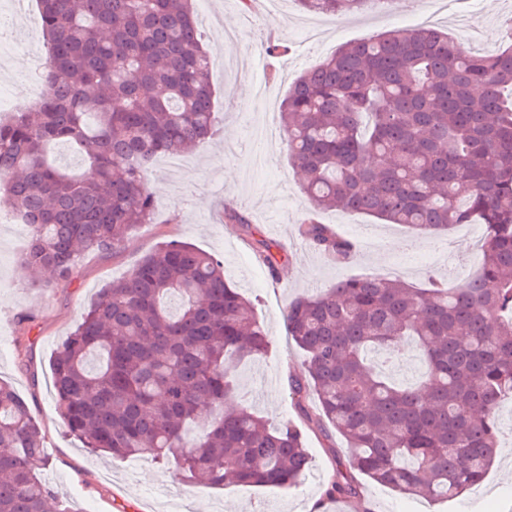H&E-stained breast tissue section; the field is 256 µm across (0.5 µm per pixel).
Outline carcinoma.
Listing matches in <instances>:
<instances>
[{
	"mask_svg": "<svg viewBox=\"0 0 512 512\" xmlns=\"http://www.w3.org/2000/svg\"><path fill=\"white\" fill-rule=\"evenodd\" d=\"M342 15L371 0H297ZM46 92L0 114V206L30 228L21 265L36 288L71 277L89 252L118 247L154 220L147 176L162 155L217 133L211 59L192 0H37ZM512 46L489 56L434 27L348 43L304 72L281 105L291 165L310 210L301 237L338 264L355 244L319 221L362 213L417 234L484 225L477 276L417 288L358 276L294 298L287 327L306 354L289 388L303 418L335 431L349 470L430 501L478 485L496 455L495 415L512 394ZM76 148L79 172L57 166ZM256 241L272 277L284 258ZM49 271L52 279L39 275ZM411 340L418 381L382 352ZM255 304L224 261L176 240L99 293L52 359L56 403L93 451L173 461L187 482L291 487L309 454L292 422L269 426L237 393L235 364L264 353ZM45 437L0 381V512H69L40 476Z\"/></svg>",
	"mask_w": 512,
	"mask_h": 512,
	"instance_id": "carcinoma-1",
	"label": "carcinoma"
}]
</instances>
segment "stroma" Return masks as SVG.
Masks as SVG:
<instances>
[{"label": "stroma", "mask_w": 512, "mask_h": 512, "mask_svg": "<svg viewBox=\"0 0 512 512\" xmlns=\"http://www.w3.org/2000/svg\"><path fill=\"white\" fill-rule=\"evenodd\" d=\"M204 45L212 57L219 132L194 150L159 157L148 176L155 221L138 226L115 250L95 254L68 281L33 287L20 264L19 234L0 224V379L26 401L46 438L49 463L43 478L71 512H116L121 499L139 512H324L329 480L344 473L349 450L336 433L307 432L310 468L291 488H221L178 479L172 466L149 456L114 459L82 448L60 415L52 385L51 360L75 330L102 288L125 278L160 243L177 240L214 254L250 298L268 329L267 352L239 364L235 382L249 405L269 424L296 419L287 378L298 373L304 352L289 339L288 305L304 293L357 275H391L425 285L429 273L448 281L474 276L479 268L480 224H462L441 236H417L406 227L382 224L355 213L326 211L358 247L355 260L339 265L299 235L309 208L299 177L288 161L280 107L294 81L349 42L394 29H415L424 20L447 30L451 40L485 54L506 46L500 25L512 0H385L380 7L343 17L300 9L297 0H196ZM317 32L307 41L303 29ZM236 32L234 46L221 33ZM288 47L269 53L268 39ZM246 215L250 226L225 222V209ZM262 239L284 249L286 261L271 277L246 244ZM500 448L484 481L455 499L427 504L360 477L358 495L336 500L340 512H512V401L497 415Z\"/></svg>", "instance_id": "1"}]
</instances>
